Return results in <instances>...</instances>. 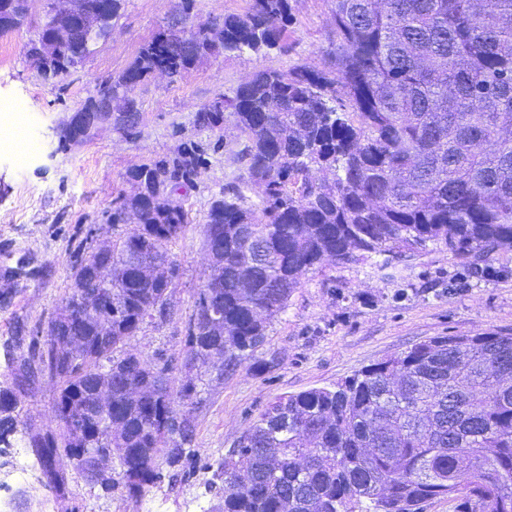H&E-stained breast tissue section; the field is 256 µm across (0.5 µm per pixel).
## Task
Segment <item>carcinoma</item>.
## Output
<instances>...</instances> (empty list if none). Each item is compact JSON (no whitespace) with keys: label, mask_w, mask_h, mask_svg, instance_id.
Masks as SVG:
<instances>
[{"label":"carcinoma","mask_w":512,"mask_h":512,"mask_svg":"<svg viewBox=\"0 0 512 512\" xmlns=\"http://www.w3.org/2000/svg\"><path fill=\"white\" fill-rule=\"evenodd\" d=\"M123 0H103L89 48L84 35L61 54L81 64L117 17ZM25 0H5L0 35L21 28ZM289 0H250L224 15L221 35L190 41L172 20L135 61L109 79L114 94L138 105V86L160 68L177 78L199 60L284 48ZM330 48L319 68L257 69L221 106L197 116L219 129L224 113L245 136L236 153L241 185L213 197L204 247L214 252L187 321L189 359L224 352L234 368L263 344L302 278L326 258L338 264L404 250L444 248L471 264L512 249V0H331ZM202 162L195 143L128 172L132 191L112 213L138 224L101 254L77 246L57 333L16 321V366L35 367L58 387V425H22L23 396L0 383V443L22 431L41 468L68 456L104 491L112 473L89 474L81 448H109L129 493L155 476L159 452L183 466L189 440L175 424L191 418L193 382L154 371L144 356H115L155 308L171 305L170 244L188 224L186 210L154 192L159 176L194 184ZM262 190L247 202L243 188ZM112 264L104 290L96 267ZM101 293L98 303L84 297ZM215 304L216 323H195ZM82 349L72 352L69 342ZM112 376L110 432L94 416L97 378ZM141 384L133 399L126 387ZM170 431H160V421ZM244 447L218 464L226 481L245 474L250 488L224 483L217 512H421L448 497L459 512H512V336L477 332L437 336L364 367L332 388L276 400L246 429Z\"/></svg>","instance_id":"1"}]
</instances>
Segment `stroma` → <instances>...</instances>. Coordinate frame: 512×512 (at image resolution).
Listing matches in <instances>:
<instances>
[{"instance_id":"1","label":"stroma","mask_w":512,"mask_h":512,"mask_svg":"<svg viewBox=\"0 0 512 512\" xmlns=\"http://www.w3.org/2000/svg\"><path fill=\"white\" fill-rule=\"evenodd\" d=\"M176 3L123 0L110 34L83 64L50 81L26 56L44 0H30L28 23L0 35V107L21 104L22 124L34 143L23 158L0 145V272L21 260L28 270L11 284L0 279V290H12L10 305L0 307V376L7 373L16 320L32 327L61 306L71 284L73 251L85 234L114 240L129 232V225L111 221L131 191L127 171L191 140L203 148L207 164L195 186L179 197L189 222L171 245L178 265L174 313L166 322L144 324L124 347L183 367L185 324L206 274L209 204L243 175L232 159L241 140L232 116L211 130L197 126V114L218 95H232L256 69L319 65L329 48L330 4L291 0L287 52L225 54L200 61L175 81L149 77L136 91L142 120L135 140L105 127L82 143L62 145L69 114L84 104L96 81L122 73L142 45L166 28ZM380 264L379 256L349 265L323 263L293 291L250 360L222 373L213 365L196 371L189 447L197 466L189 478H163L137 496L122 487L107 493L90 487L63 455L58 465L69 488L62 496L44 486L37 466L24 482L14 481L19 457L31 453L17 434L0 445V499L8 512H212L219 462L278 398L333 386L434 336L512 333V251H498L474 269L445 251L404 257L384 272ZM56 396L55 383L38 381L24 401L23 419L38 428L56 426Z\"/></svg>"}]
</instances>
